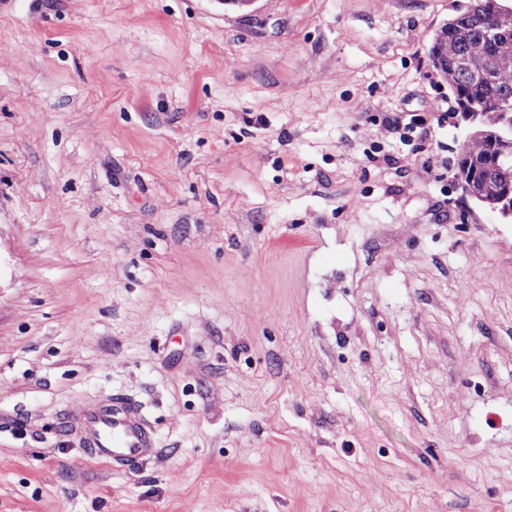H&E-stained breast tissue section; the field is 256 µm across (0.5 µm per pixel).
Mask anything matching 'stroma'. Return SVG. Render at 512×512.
<instances>
[{
    "instance_id": "stroma-1",
    "label": "stroma",
    "mask_w": 512,
    "mask_h": 512,
    "mask_svg": "<svg viewBox=\"0 0 512 512\" xmlns=\"http://www.w3.org/2000/svg\"><path fill=\"white\" fill-rule=\"evenodd\" d=\"M454 5L0 0V512H512ZM119 392L124 472L70 423ZM81 426L83 445L90 449V455L114 468L133 467L159 452L155 433L140 408L124 395H113L108 403L89 409L81 418Z\"/></svg>"
}]
</instances>
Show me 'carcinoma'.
<instances>
[{
    "label": "carcinoma",
    "instance_id": "cac0c4a2",
    "mask_svg": "<svg viewBox=\"0 0 512 512\" xmlns=\"http://www.w3.org/2000/svg\"><path fill=\"white\" fill-rule=\"evenodd\" d=\"M512 16L509 0H460L455 14L436 33L430 48L431 67L448 85L461 112L483 113L482 129L494 133L503 128L502 116L496 107L504 94L512 95V26L509 30H491L484 25L490 3ZM457 174L474 176L475 186L490 202L512 181V170L489 173L472 172L457 163Z\"/></svg>",
    "mask_w": 512,
    "mask_h": 512
}]
</instances>
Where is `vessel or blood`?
<instances>
[{
    "instance_id": "obj_1",
    "label": "vessel or blood",
    "mask_w": 512,
    "mask_h": 512,
    "mask_svg": "<svg viewBox=\"0 0 512 512\" xmlns=\"http://www.w3.org/2000/svg\"><path fill=\"white\" fill-rule=\"evenodd\" d=\"M81 426L83 445L91 456L113 467L130 468L159 452L155 433L140 408L124 395H113L108 403L89 409Z\"/></svg>"
}]
</instances>
